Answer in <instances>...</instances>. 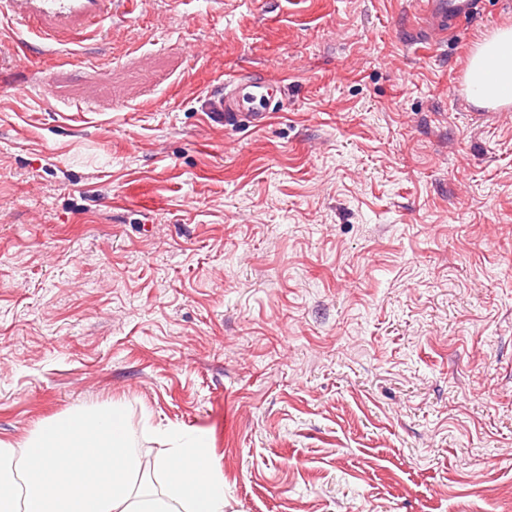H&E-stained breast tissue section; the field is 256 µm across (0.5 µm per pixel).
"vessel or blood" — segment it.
Returning a JSON list of instances; mask_svg holds the SVG:
<instances>
[{
  "label": "vessel or blood",
  "instance_id": "vessel-or-blood-1",
  "mask_svg": "<svg viewBox=\"0 0 512 512\" xmlns=\"http://www.w3.org/2000/svg\"><path fill=\"white\" fill-rule=\"evenodd\" d=\"M133 0H0L10 20L34 33L41 43L54 47L96 39L106 20L123 16ZM477 0H421L424 23L438 32L472 19ZM279 88L267 78H247L225 86L226 112L257 127L264 126L270 113L280 111Z\"/></svg>",
  "mask_w": 512,
  "mask_h": 512
}]
</instances>
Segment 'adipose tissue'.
<instances>
[{
  "mask_svg": "<svg viewBox=\"0 0 512 512\" xmlns=\"http://www.w3.org/2000/svg\"><path fill=\"white\" fill-rule=\"evenodd\" d=\"M467 86L481 106L512 103V27L479 42ZM166 450L144 478L126 409L78 407L42 422L20 447L0 444V512H224V478L204 434L159 433Z\"/></svg>",
  "mask_w": 512,
  "mask_h": 512,
  "instance_id": "obj_1",
  "label": "adipose tissue"
}]
</instances>
